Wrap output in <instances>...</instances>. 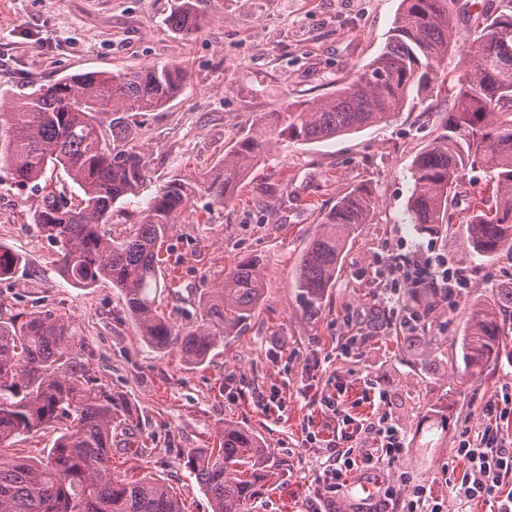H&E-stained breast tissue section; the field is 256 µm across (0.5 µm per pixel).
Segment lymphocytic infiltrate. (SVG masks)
<instances>
[{"label": "lymphocytic infiltrate", "mask_w": 512, "mask_h": 512, "mask_svg": "<svg viewBox=\"0 0 512 512\" xmlns=\"http://www.w3.org/2000/svg\"><path fill=\"white\" fill-rule=\"evenodd\" d=\"M413 282L443 297L458 295L468 285L460 271L444 265L415 267ZM345 393L339 384L321 389L312 403L324 414V422L310 417L302 426L306 443L329 453V463L308 497V512H329L332 495L342 488L348 472L394 462L405 451L403 434L383 413V392L371 385L364 389L367 402L381 410L378 420L370 423L346 411ZM483 415L485 424L465 427L459 436L454 453L464 468L449 477L448 486L456 498L484 501L490 512H512V406L492 401L484 405Z\"/></svg>", "instance_id": "1"}]
</instances>
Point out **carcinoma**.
<instances>
[{
  "mask_svg": "<svg viewBox=\"0 0 512 512\" xmlns=\"http://www.w3.org/2000/svg\"><path fill=\"white\" fill-rule=\"evenodd\" d=\"M457 0H402L379 54L354 77L336 84L325 100L295 102L261 112L224 151L218 172L198 180L169 178L129 232L112 234L116 208L147 177L144 149L127 135L126 120L157 111L186 82L178 66L122 72L88 71L29 86L0 106V161L21 186L47 170L67 180L46 192L31 216L56 247L58 275L74 288L101 282L118 289L145 342L176 349L200 365L244 324L260 302V261L245 258L209 291L190 330L175 328L157 310L161 251L191 199L204 193L225 204L273 141L286 135L320 142L385 123L421 95L448 57ZM199 0H176L168 23L189 38L204 24ZM470 50L448 72L447 117L442 131L411 167L408 200L415 224L438 231L454 223L461 245L474 256L512 254V0L474 21ZM121 114V120L114 115ZM481 166L489 177L472 207L456 222L454 198L465 172ZM375 202L365 187L339 196L322 230L308 242L295 283L315 311L336 279L341 255ZM23 257L0 243V276ZM503 308L475 303L460 338L467 366L496 355L503 345ZM70 323L52 310L18 311L0 321V512H184L181 499L150 475L112 478V431L133 424L131 411L97 384L87 361L71 346ZM53 428L58 436L41 460L6 453L13 439ZM271 451L253 432L224 423L216 445L180 456L212 503V512H245L266 483L278 479Z\"/></svg>",
  "mask_w": 512,
  "mask_h": 512,
  "instance_id": "obj_1",
  "label": "carcinoma"
}]
</instances>
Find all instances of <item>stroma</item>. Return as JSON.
Instances as JSON below:
<instances>
[{
	"label": "stroma",
	"instance_id": "stroma-1",
	"mask_svg": "<svg viewBox=\"0 0 512 512\" xmlns=\"http://www.w3.org/2000/svg\"><path fill=\"white\" fill-rule=\"evenodd\" d=\"M401 0H202L206 16L191 38L168 23L172 0H0V92L24 91L87 70L112 72L175 65L185 69L184 92L146 113L131 134L146 152L148 177L121 207L140 211L170 177L216 171L226 145L258 112L329 96L383 47ZM467 17H459L454 50L441 63L426 98L390 121L326 143L282 137L226 204L196 195L171 231L162 273L175 280L159 291L160 308L179 328L194 326L199 304L238 261L257 256L263 295L251 318L201 366L176 351L149 346L109 285L75 288L55 271L56 249L31 224L43 189L15 185L0 164V243L25 259L0 279V299L17 310L56 309L71 322L75 352L90 357V373L134 414V436H112V476L148 474L176 492L185 512H211L208 496L178 453L211 447L234 422L271 450L279 479L246 512H306L307 495L328 458L302 440L313 412L305 399V365L320 362L319 383L340 379L349 412L372 418L365 382L382 388L390 422L405 437L394 465L356 470L345 478L335 512H357L366 488L391 483L410 494L427 486L444 512H489L460 503L448 490V465L461 431L483 423L482 407L512 387V334L480 372L464 364L458 338L470 306L496 305L512 287V255L475 257L452 235L412 223L407 202L410 168L439 134L443 90L464 47ZM370 188L376 206L358 225L320 310L308 313L295 285L308 240L339 195ZM430 259L465 268L469 288L440 300L404 278L415 245ZM395 272H387L388 264ZM401 279L397 303L387 300ZM357 337L352 353L342 343ZM282 391L286 409L267 413L261 396Z\"/></svg>",
	"mask_w": 512,
	"mask_h": 512
}]
</instances>
